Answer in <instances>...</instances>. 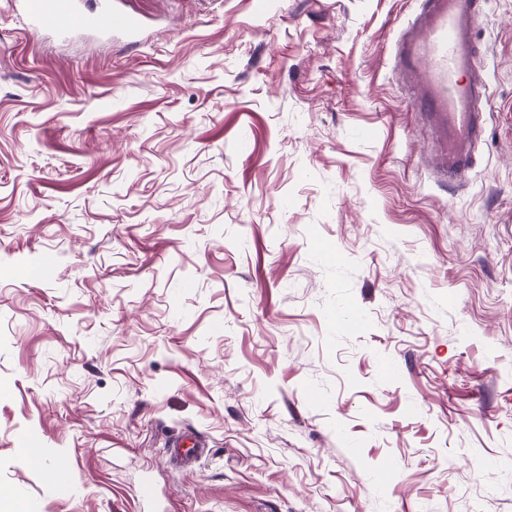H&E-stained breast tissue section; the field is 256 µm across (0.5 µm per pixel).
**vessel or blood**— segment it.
Returning a JSON list of instances; mask_svg holds the SVG:
<instances>
[{
  "instance_id": "1",
  "label": "vessel or blood",
  "mask_w": 512,
  "mask_h": 512,
  "mask_svg": "<svg viewBox=\"0 0 512 512\" xmlns=\"http://www.w3.org/2000/svg\"><path fill=\"white\" fill-rule=\"evenodd\" d=\"M424 2L423 12L401 33L395 60L400 71L422 75L423 87L411 105L426 116L441 139L438 170L455 180L469 168V148L484 131L486 89L468 78L476 67L471 47L474 0ZM122 3L101 0L98 11L88 12L76 0H19L30 27L39 32L64 36L83 31L137 39L143 21ZM168 453L172 466L181 469L198 462L206 450L196 435L181 433L170 440Z\"/></svg>"
}]
</instances>
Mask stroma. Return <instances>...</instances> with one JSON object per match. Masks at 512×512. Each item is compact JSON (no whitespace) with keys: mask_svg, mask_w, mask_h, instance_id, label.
Segmentation results:
<instances>
[{"mask_svg":"<svg viewBox=\"0 0 512 512\" xmlns=\"http://www.w3.org/2000/svg\"><path fill=\"white\" fill-rule=\"evenodd\" d=\"M129 4L136 43L0 0V512H512V0L457 182L421 0ZM203 442L193 433H179L169 441V458L176 469L189 467L206 453Z\"/></svg>","mask_w":512,"mask_h":512,"instance_id":"obj_1","label":"stroma"}]
</instances>
